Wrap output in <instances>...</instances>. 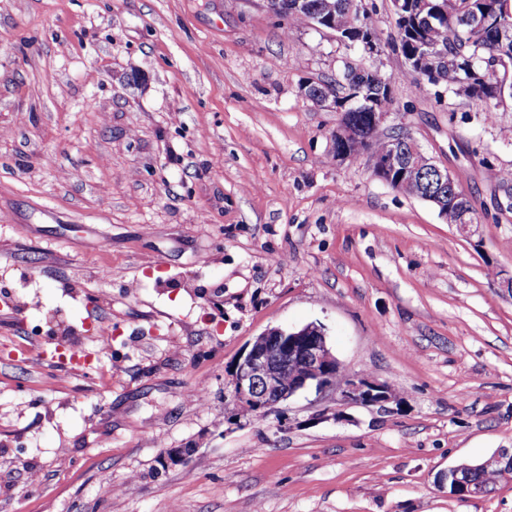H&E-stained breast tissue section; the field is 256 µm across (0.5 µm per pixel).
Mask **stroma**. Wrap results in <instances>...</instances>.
<instances>
[{
  "label": "stroma",
  "mask_w": 512,
  "mask_h": 512,
  "mask_svg": "<svg viewBox=\"0 0 512 512\" xmlns=\"http://www.w3.org/2000/svg\"><path fill=\"white\" fill-rule=\"evenodd\" d=\"M364 5L380 51L349 56L263 0H0V512H512L510 477L439 483L512 450V100L416 83ZM349 58L473 231L337 158L301 87ZM308 323L387 409L241 415L235 362ZM460 466H463V470ZM482 466V467H481ZM481 466L474 464H460L448 468V471L440 476V483L447 482L448 494L459 499L476 498L482 495L481 489L475 488L479 485L484 493L489 491V487L495 484L500 478L506 475H512V452L503 450L500 453L486 459ZM505 468L510 469L493 470L485 468ZM465 478L472 484H468L462 479V473Z\"/></svg>",
  "instance_id": "obj_1"
}]
</instances>
